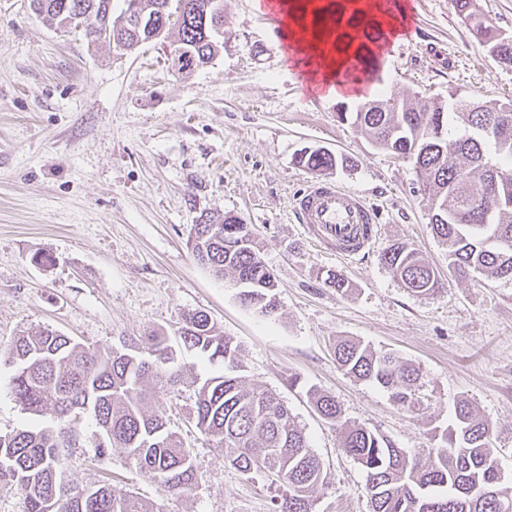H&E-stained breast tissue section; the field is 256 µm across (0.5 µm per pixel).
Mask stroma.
<instances>
[{
	"instance_id": "1",
	"label": "stroma",
	"mask_w": 512,
	"mask_h": 512,
	"mask_svg": "<svg viewBox=\"0 0 512 512\" xmlns=\"http://www.w3.org/2000/svg\"><path fill=\"white\" fill-rule=\"evenodd\" d=\"M408 30L383 50L386 93L512 103V70L472 37L451 0H406ZM224 51L208 66L173 74L164 45L126 52L88 44L49 26L30 0H0V433L49 425L21 410L2 359L22 334L43 329L107 348L173 333L202 311L241 348L242 374L276 391L322 460L326 482L314 512H372L366 475L334 427L308 400L332 396L349 424L398 447L439 445L457 400L493 431L505 486L512 487V280L448 269L415 169L339 122L336 99L313 96L281 57L255 0H224ZM322 147L350 159L327 179L360 192L381 214L373 250L345 260L320 246L291 213L315 175L295 157ZM231 211L251 224L273 269L275 317L242 305L229 280L193 258L200 215ZM412 244L441 290L409 292L381 263L391 243ZM51 264L40 265L36 256ZM343 273L350 293L325 284ZM361 341L419 367L418 403L407 410L378 386L342 371L338 339ZM185 391L166 403L169 427L189 448L198 477L188 496L165 499L119 448L99 452L92 418L69 449L66 480L111 478L115 493L162 503L165 512H271L276 486L233 468L200 433Z\"/></svg>"
}]
</instances>
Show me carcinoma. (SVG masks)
<instances>
[{
  "mask_svg": "<svg viewBox=\"0 0 512 512\" xmlns=\"http://www.w3.org/2000/svg\"><path fill=\"white\" fill-rule=\"evenodd\" d=\"M31 0L52 26L80 29L89 43L124 51L177 34L181 69L208 65L224 49V37L203 16L223 13V0ZM474 39L502 67L512 69V35L473 10L474 0H452ZM131 24L105 35L126 14ZM355 60L380 79L377 55L361 44ZM341 122L364 129L379 148L413 163L418 191L432 201L430 224L448 247V268L460 275L488 273L512 280V104L490 107L459 90L448 99L415 101L380 97L336 109ZM296 162L321 174L348 163L322 149H306ZM194 259L218 279L228 272L240 302L265 317L279 309L273 273L261 243L237 215H202L194 225ZM381 262L417 295H435L439 280L418 250L394 243ZM188 352L216 371L201 376L179 363ZM340 368L377 384L393 402L415 407L420 371L386 350L357 341L336 344ZM7 362L11 394L30 414L51 413L56 425L22 427L0 434V485L20 491L27 512H162L105 479L83 495L64 480L66 449L80 419L99 429L98 448H121L157 482L166 498H180L197 484L190 450L167 427V398L184 388L194 393L195 425L235 469L260 473L286 487L273 512H313V494L324 484L323 463L304 429L277 393L240 375V348L201 311L182 316L170 337L156 332L108 349L90 347L44 329L18 337ZM314 411L336 427L343 451L361 465L372 512H512V488L501 483L490 428L465 400L444 445L425 452L399 448L386 437L342 420L333 397L309 391Z\"/></svg>",
  "mask_w": 512,
  "mask_h": 512,
  "instance_id": "1",
  "label": "carcinoma"
}]
</instances>
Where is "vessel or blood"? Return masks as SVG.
<instances>
[{
    "instance_id": "vessel-or-blood-1",
    "label": "vessel or blood",
    "mask_w": 512,
    "mask_h": 512,
    "mask_svg": "<svg viewBox=\"0 0 512 512\" xmlns=\"http://www.w3.org/2000/svg\"><path fill=\"white\" fill-rule=\"evenodd\" d=\"M298 223L337 256L349 258L376 238L379 212L357 192L332 181L309 184L294 198Z\"/></svg>"
}]
</instances>
